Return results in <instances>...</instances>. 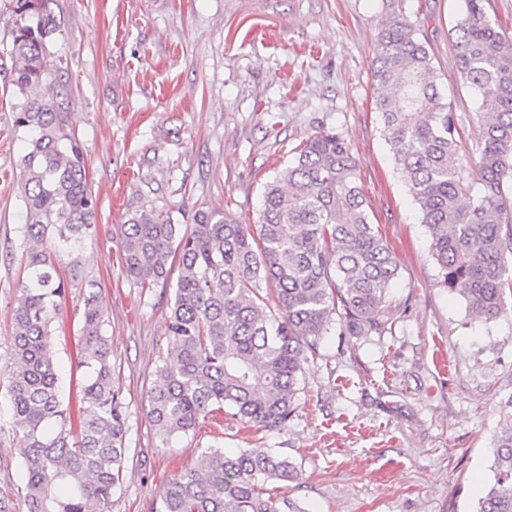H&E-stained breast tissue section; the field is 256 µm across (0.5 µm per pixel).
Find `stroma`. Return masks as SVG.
<instances>
[{
	"mask_svg": "<svg viewBox=\"0 0 512 512\" xmlns=\"http://www.w3.org/2000/svg\"><path fill=\"white\" fill-rule=\"evenodd\" d=\"M463 0H52L53 89L85 157L97 209L91 237L62 257L68 288L54 340L79 387L83 297L97 291L127 410L123 482L112 512H159L173 474L203 448L272 449L299 480L270 482L304 512H473L493 477L494 439L512 402V296L488 321L440 284L426 227L397 173L374 99L379 34L407 18L460 115V157L477 160L480 102L458 77L453 28ZM11 0H0V507L27 512L5 367L21 276L24 143L13 127ZM324 130L352 146L373 224L393 246L384 335L325 337L287 424L245 429L229 415L162 445L148 391L169 336L171 288H140L122 268L120 226L147 205L192 225L219 210L256 224L266 182Z\"/></svg>",
	"mask_w": 512,
	"mask_h": 512,
	"instance_id": "1",
	"label": "stroma"
}]
</instances>
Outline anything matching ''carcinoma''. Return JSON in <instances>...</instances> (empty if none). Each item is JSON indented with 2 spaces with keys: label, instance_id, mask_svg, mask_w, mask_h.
<instances>
[{
  "label": "carcinoma",
  "instance_id": "1",
  "mask_svg": "<svg viewBox=\"0 0 512 512\" xmlns=\"http://www.w3.org/2000/svg\"><path fill=\"white\" fill-rule=\"evenodd\" d=\"M13 2L14 84L22 97L14 127L26 144L25 276L15 298L6 392L25 442L28 512H111L122 484L127 414L96 292L83 299L87 376L77 438L67 428L53 351L66 294L58 264L89 235L96 200L65 113L46 95L51 0ZM455 32L458 72L481 97L477 177L457 158L459 118L407 19L381 32L374 77L386 94L376 112L428 230L441 284L488 321L506 310L512 292V40L484 0H464ZM120 234L123 272L141 288L167 284L169 261L178 257L170 341L149 391V419L165 445L226 409L244 427L286 424L309 355L333 323L350 336L387 329L383 306L399 264L370 219L352 149L337 132L309 138L266 184L255 229L219 211L198 213L184 229L143 207L129 213ZM494 472L474 512H512V416L496 435ZM299 477L293 462L269 448L227 453L211 446L168 480L160 512H301L263 492L267 482Z\"/></svg>",
  "mask_w": 512,
  "mask_h": 512
}]
</instances>
